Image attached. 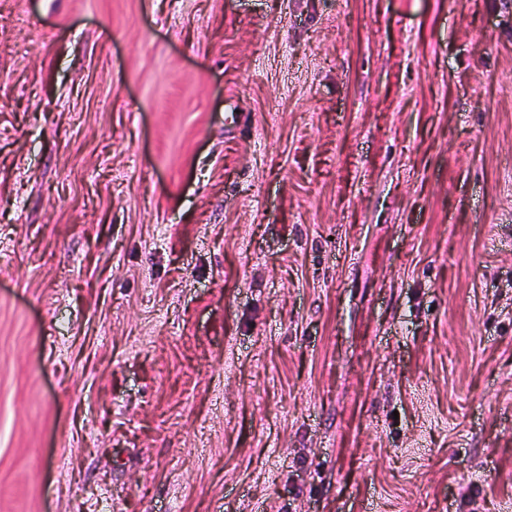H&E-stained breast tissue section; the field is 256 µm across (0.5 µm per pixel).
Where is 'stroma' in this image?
<instances>
[{
    "label": "stroma",
    "mask_w": 512,
    "mask_h": 512,
    "mask_svg": "<svg viewBox=\"0 0 512 512\" xmlns=\"http://www.w3.org/2000/svg\"><path fill=\"white\" fill-rule=\"evenodd\" d=\"M0 512H512V0H0Z\"/></svg>",
    "instance_id": "1"
}]
</instances>
